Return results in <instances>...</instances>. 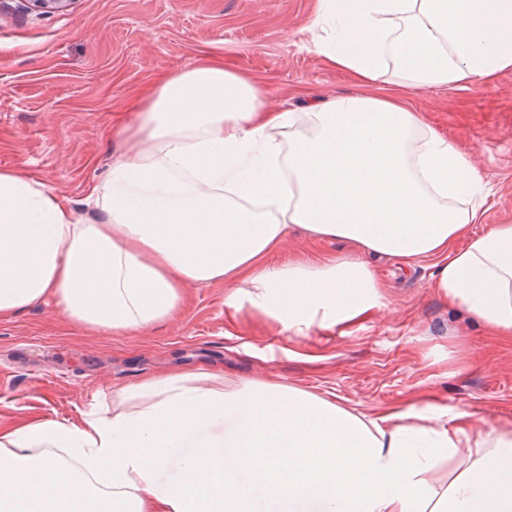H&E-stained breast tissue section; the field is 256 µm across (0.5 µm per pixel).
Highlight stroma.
I'll return each instance as SVG.
<instances>
[{
  "label": "stroma",
  "mask_w": 512,
  "mask_h": 512,
  "mask_svg": "<svg viewBox=\"0 0 512 512\" xmlns=\"http://www.w3.org/2000/svg\"><path fill=\"white\" fill-rule=\"evenodd\" d=\"M0 16V167L34 174L81 206L90 183L121 152L113 125L160 76L222 55L257 88L298 111L322 93H352L351 78L308 51L314 0H73L50 14ZM413 108L476 159L492 189L474 233L512 221V72L489 86L417 90ZM341 241L287 232L275 254L349 253ZM374 269L386 305L346 336L318 329L285 339L250 311L224 314L221 282L187 291L177 321L141 336L76 329L52 304L0 322V420L75 419L118 407L112 393L178 371L265 379L335 395L372 418L434 395L475 425L512 423V342L489 336L433 286L432 261L389 259Z\"/></svg>",
  "instance_id": "stroma-1"
}]
</instances>
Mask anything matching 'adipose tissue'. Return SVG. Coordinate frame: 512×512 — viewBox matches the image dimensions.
Listing matches in <instances>:
<instances>
[{
	"label": "adipose tissue",
	"mask_w": 512,
	"mask_h": 512,
	"mask_svg": "<svg viewBox=\"0 0 512 512\" xmlns=\"http://www.w3.org/2000/svg\"><path fill=\"white\" fill-rule=\"evenodd\" d=\"M309 33L357 93L294 112L220 58L167 74L114 131L124 150L85 197L95 219L0 168V321L51 301L74 327L139 336L221 281L228 316L343 336L384 307L371 261L393 257L433 260L449 305L512 342V224L473 233L490 188L406 96L512 71V0H316ZM391 72L399 89L381 92ZM292 225L354 251L270 262ZM205 377L121 387L145 401L133 412L0 422V512H512V428L437 403L367 419ZM462 448L469 466L437 490L429 473Z\"/></svg>",
	"instance_id": "ef3b65f1"
}]
</instances>
